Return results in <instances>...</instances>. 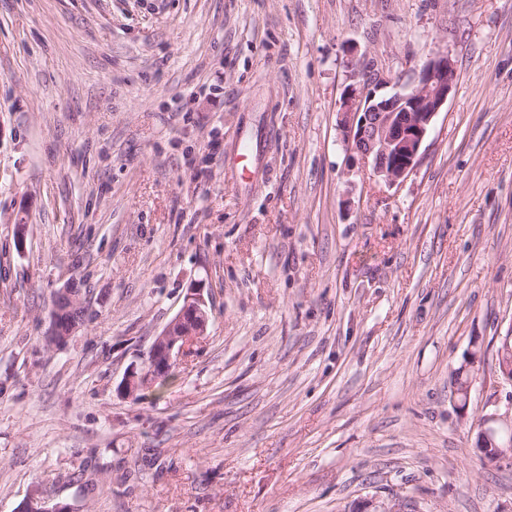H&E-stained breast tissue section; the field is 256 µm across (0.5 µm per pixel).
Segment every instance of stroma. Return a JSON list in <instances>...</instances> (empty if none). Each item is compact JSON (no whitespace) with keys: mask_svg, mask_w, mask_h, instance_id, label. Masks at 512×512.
Returning <instances> with one entry per match:
<instances>
[{"mask_svg":"<svg viewBox=\"0 0 512 512\" xmlns=\"http://www.w3.org/2000/svg\"><path fill=\"white\" fill-rule=\"evenodd\" d=\"M438 48L387 185L342 142L352 67ZM197 285L174 379L118 394ZM511 328L512 0H0V512H512L475 449ZM81 306V301L76 288H62L56 295L54 309L51 313L50 324L45 341L48 346L60 347L65 345L71 336L79 328L75 322H68L64 314ZM481 360V354L478 350H471L468 353L463 367L470 371V379L462 387L458 384L453 388V394L459 407L464 408L469 401L471 390L478 378V372L474 370L475 364Z\"/></svg>","mask_w":512,"mask_h":512,"instance_id":"stroma-1","label":"stroma"}]
</instances>
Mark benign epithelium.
<instances>
[{
	"mask_svg": "<svg viewBox=\"0 0 512 512\" xmlns=\"http://www.w3.org/2000/svg\"><path fill=\"white\" fill-rule=\"evenodd\" d=\"M358 85L350 86L342 101L340 126L344 146L350 156L371 167L373 174L389 186L402 181L421 157V147L435 117L448 101L455 66L445 51H433L408 79L371 77L358 73ZM81 306L78 292L65 287L58 291L45 341L47 345H65L78 329L64 314ZM209 322L203 289L192 288L177 315L154 337L145 358L131 365L117 386L127 397L154 386L169 375L189 349L206 335ZM481 360L471 350L464 361L470 379L453 388L459 407L469 401L478 378L475 364ZM482 440L495 443L493 462L512 465V411L486 415L479 424ZM20 512H71L61 502L48 504L40 497L29 499Z\"/></svg>",
	"mask_w": 512,
	"mask_h": 512,
	"instance_id": "1",
	"label": "benign epithelium"
}]
</instances>
